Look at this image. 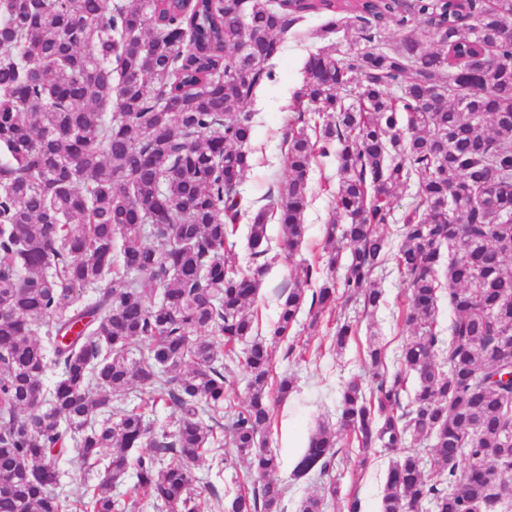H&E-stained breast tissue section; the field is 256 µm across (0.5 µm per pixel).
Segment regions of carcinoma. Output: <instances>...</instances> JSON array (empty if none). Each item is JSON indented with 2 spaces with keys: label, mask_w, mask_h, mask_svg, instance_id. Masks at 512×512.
Masks as SVG:
<instances>
[{
  "label": "carcinoma",
  "mask_w": 512,
  "mask_h": 512,
  "mask_svg": "<svg viewBox=\"0 0 512 512\" xmlns=\"http://www.w3.org/2000/svg\"><path fill=\"white\" fill-rule=\"evenodd\" d=\"M0 0V512H71L55 448L71 441L98 484L86 512H133L134 486L160 512H200L194 467L247 463L251 487L215 512H280L269 341L306 311L334 315L338 289L375 311L397 190L414 185L394 255L409 334L387 363L367 349L372 383L338 390V426L362 449L398 453L380 512H512V0ZM326 14L332 43L304 65L283 136L288 179L252 217L245 269L224 259L253 165L245 101L273 79L278 35ZM392 22L408 29L386 39ZM247 46V71L237 48ZM336 152V217L323 267L298 264L273 336L246 313L268 272V223L293 261L305 234L311 167ZM161 220L171 227L156 226ZM162 241L157 247L150 239ZM448 247V265H440ZM342 272L336 277V272ZM453 316L437 329L436 292ZM358 324L336 318L344 348ZM247 340V404L233 453L216 435L234 370L220 355ZM418 385L402 402L409 375ZM166 401L174 430L123 407ZM427 443L407 449L408 440ZM152 452L130 460L142 446ZM336 433L308 436L294 476L323 479L299 512L338 486ZM435 475L429 477L426 467Z\"/></svg>",
  "instance_id": "obj_1"
}]
</instances>
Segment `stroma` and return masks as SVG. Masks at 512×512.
Here are the masks:
<instances>
[{
    "label": "stroma",
    "instance_id": "obj_1",
    "mask_svg": "<svg viewBox=\"0 0 512 512\" xmlns=\"http://www.w3.org/2000/svg\"><path fill=\"white\" fill-rule=\"evenodd\" d=\"M324 22V16L309 14L281 35L282 50L270 64L274 80L258 88L245 106L252 114L254 166L240 187L241 217L234 236L236 245L229 254L237 267L252 263L245 236L254 212L268 194L277 192L280 182L288 175L282 151L284 124L292 96L303 83L305 61L325 45L319 37ZM336 189L335 157L318 159L309 176V205L304 214L307 233L296 254L297 260L318 263L323 231L333 215ZM268 234L271 249L265 260L270 269L250 309L260 335L265 337L271 334L279 295L292 274V265L280 246L277 223H270ZM381 286L385 301L372 316L371 329L361 330L345 349L332 345L336 323L326 317L314 328L309 327L307 319H300L288 339L272 347L274 376L290 375L296 382L295 393L275 404L274 425L267 437L269 448L281 460L272 479L287 488L281 501L282 512H299L301 501L314 489L310 480L292 478L293 458L317 423L336 424V392L342 381L353 375H368L369 368L362 362L368 336H375L389 355L394 354L405 337L397 316L406 304L407 292L394 261L386 262ZM338 440L340 494L327 500L325 512H346L345 496L351 492L360 499L363 512H378L392 452L382 448L362 450L343 433ZM245 471L241 463L219 468L210 459L201 460L194 469L201 512H211L215 497L228 499L236 495L243 485Z\"/></svg>",
    "mask_w": 512,
    "mask_h": 512
}]
</instances>
